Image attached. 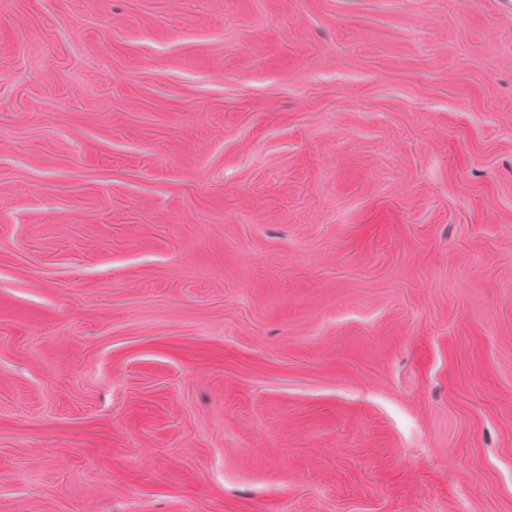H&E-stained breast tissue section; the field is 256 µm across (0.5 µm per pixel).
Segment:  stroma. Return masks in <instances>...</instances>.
Listing matches in <instances>:
<instances>
[{
	"mask_svg": "<svg viewBox=\"0 0 512 512\" xmlns=\"http://www.w3.org/2000/svg\"><path fill=\"white\" fill-rule=\"evenodd\" d=\"M0 512H512V0H0Z\"/></svg>",
	"mask_w": 512,
	"mask_h": 512,
	"instance_id": "1",
	"label": "stroma"
}]
</instances>
